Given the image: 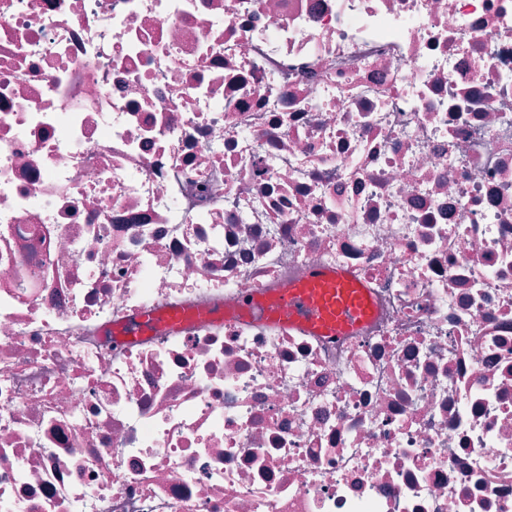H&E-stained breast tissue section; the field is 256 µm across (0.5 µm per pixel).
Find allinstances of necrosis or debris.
<instances>
[{
  "label": "necrosis or debris",
  "instance_id": "4bbe7bcc",
  "mask_svg": "<svg viewBox=\"0 0 512 512\" xmlns=\"http://www.w3.org/2000/svg\"><path fill=\"white\" fill-rule=\"evenodd\" d=\"M0 512H512V0H0ZM225 312L258 317L280 328L340 337L358 332L375 309L369 289L352 272L311 266L303 281L283 285L270 296L246 293L228 303ZM182 316L177 313H170L164 316L140 315L135 321L124 331V336H139L145 330H148L153 324H159L170 329H178Z\"/></svg>",
  "mask_w": 512,
  "mask_h": 512
}]
</instances>
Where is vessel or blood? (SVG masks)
Segmentation results:
<instances>
[{
  "instance_id": "vessel-or-blood-1",
  "label": "vessel or blood",
  "mask_w": 512,
  "mask_h": 512,
  "mask_svg": "<svg viewBox=\"0 0 512 512\" xmlns=\"http://www.w3.org/2000/svg\"><path fill=\"white\" fill-rule=\"evenodd\" d=\"M225 311L245 318L257 317L281 328H299L326 337L358 332L373 316L371 294L352 272L340 268L309 267L303 281L277 288L272 295L247 293L228 303ZM177 313L138 316L127 328L130 336L140 335L159 324L179 328Z\"/></svg>"
}]
</instances>
